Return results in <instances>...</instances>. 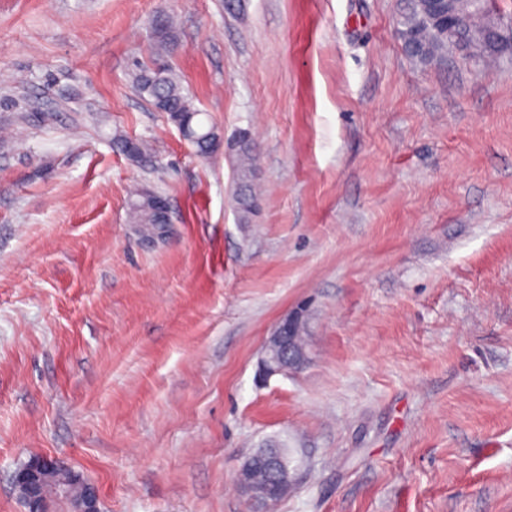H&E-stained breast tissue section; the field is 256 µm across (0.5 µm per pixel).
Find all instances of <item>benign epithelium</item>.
I'll return each instance as SVG.
<instances>
[{"label": "benign epithelium", "instance_id": "obj_1", "mask_svg": "<svg viewBox=\"0 0 512 512\" xmlns=\"http://www.w3.org/2000/svg\"><path fill=\"white\" fill-rule=\"evenodd\" d=\"M438 22H450L460 13V0H431ZM307 310L296 308L283 316L264 341L258 362L259 376L267 380L276 375H288L303 370L309 363L307 351L295 344V330L303 322ZM267 470V481L257 484L253 475L258 468ZM66 465L51 457H41L15 474V483L27 505L28 512H46V502L41 496V486L55 477ZM237 485L249 500L264 505L271 496L284 497L292 487L287 466L282 457L272 452L263 457L252 454L242 463Z\"/></svg>", "mask_w": 512, "mask_h": 512}]
</instances>
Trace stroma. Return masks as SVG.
I'll return each mask as SVG.
<instances>
[{
	"label": "stroma",
	"instance_id": "35a3bbf8",
	"mask_svg": "<svg viewBox=\"0 0 512 512\" xmlns=\"http://www.w3.org/2000/svg\"><path fill=\"white\" fill-rule=\"evenodd\" d=\"M407 5L0 0V512L41 457L101 512H253L237 471L274 437L295 485L268 512H512V0L500 54L430 61ZM169 16L166 65L258 146L254 223L233 158L133 85ZM303 303L308 365L259 381ZM149 196L156 197L154 208L163 224H173V212L167 198L155 191H136L128 199V216L132 224H139L146 237H152L159 230L157 215L147 200Z\"/></svg>",
	"mask_w": 512,
	"mask_h": 512
}]
</instances>
